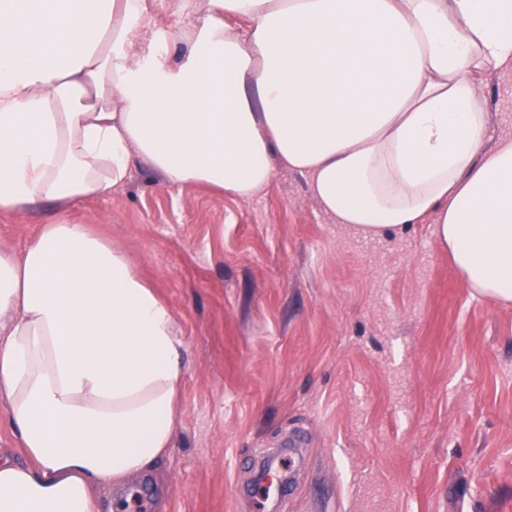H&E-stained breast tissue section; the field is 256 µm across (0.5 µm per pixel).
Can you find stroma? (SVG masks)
Segmentation results:
<instances>
[{
    "label": "stroma",
    "mask_w": 512,
    "mask_h": 512,
    "mask_svg": "<svg viewBox=\"0 0 512 512\" xmlns=\"http://www.w3.org/2000/svg\"><path fill=\"white\" fill-rule=\"evenodd\" d=\"M87 224L168 305L184 371L147 512H252L244 490L300 435L277 512H512V302L472 295L429 224L370 239L276 168L240 200L133 159L112 195L0 219L21 252Z\"/></svg>",
    "instance_id": "35a3bbf8"
}]
</instances>
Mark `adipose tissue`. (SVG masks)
Here are the masks:
<instances>
[{
  "mask_svg": "<svg viewBox=\"0 0 512 512\" xmlns=\"http://www.w3.org/2000/svg\"><path fill=\"white\" fill-rule=\"evenodd\" d=\"M184 21L156 54L161 10ZM243 19L237 31L225 17ZM512 0H0V213L110 194L132 158L241 199L276 166L366 237L434 218L472 294L512 301ZM171 312L88 225L0 247V512H107L169 452ZM505 84L502 83L501 90L496 82H492L490 87L489 104L491 112H494L492 118V136L494 139L512 133V81L510 99L508 100L504 95ZM0 448L21 456L20 442L9 424L8 406L2 398L0 399Z\"/></svg>",
  "mask_w": 512,
  "mask_h": 512,
  "instance_id": "obj_1",
  "label": "adipose tissue"
}]
</instances>
